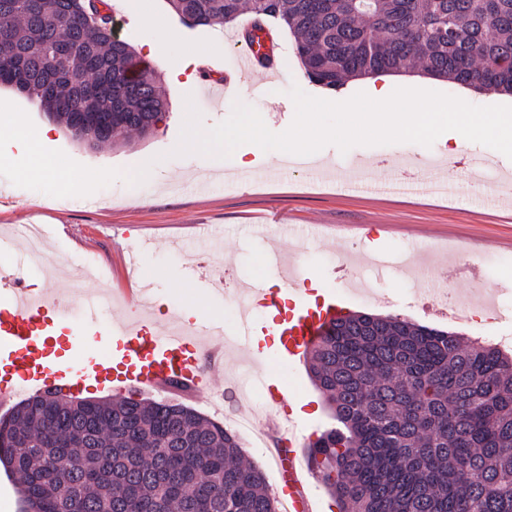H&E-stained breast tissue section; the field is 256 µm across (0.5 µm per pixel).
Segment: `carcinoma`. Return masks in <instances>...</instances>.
<instances>
[{"mask_svg": "<svg viewBox=\"0 0 512 512\" xmlns=\"http://www.w3.org/2000/svg\"><path fill=\"white\" fill-rule=\"evenodd\" d=\"M194 26L247 11L328 90L419 66L512 95V0H169ZM104 0H0V84L96 147L165 103ZM340 426L308 446L338 512H512V357L398 317L335 320L307 353ZM26 512H278L239 438L180 402L44 393L0 418Z\"/></svg>", "mask_w": 512, "mask_h": 512, "instance_id": "cac0c4a2", "label": "carcinoma"}]
</instances>
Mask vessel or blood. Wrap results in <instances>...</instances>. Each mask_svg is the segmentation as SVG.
Returning a JSON list of instances; mask_svg holds the SVG:
<instances>
[{
	"instance_id": "b4317fda",
	"label": "vessel or blood",
	"mask_w": 512,
	"mask_h": 512,
	"mask_svg": "<svg viewBox=\"0 0 512 512\" xmlns=\"http://www.w3.org/2000/svg\"><path fill=\"white\" fill-rule=\"evenodd\" d=\"M272 70L275 55L263 52L261 41L247 43L239 68L231 74H207V86L225 92L229 85L258 95L264 85L255 80L256 67ZM267 264L292 289L289 302L276 291L253 283L242 290L244 302L233 334L251 356L259 361L275 359L281 366L293 365L320 340L333 319L343 313L345 301L327 292L310 302L300 289L302 272L288 273L278 252H270ZM26 250L14 255L10 285L0 290V374L10 380L0 388V403L16 393L34 389L69 395L85 387L122 394L130 390L178 387L201 395L211 388V372L204 339H223V323L201 316L195 321L170 320L163 327L149 317L157 294L153 284L141 281L134 303L137 318L105 316L98 296H83L80 318L72 320L66 301L49 288L31 289L24 280L35 265ZM108 350V358L95 355V348ZM260 384L268 409L284 400L282 380L265 374ZM272 453L278 463L279 493L288 512H319L314 498L303 491L302 480L310 471L304 451L280 443Z\"/></svg>"
}]
</instances>
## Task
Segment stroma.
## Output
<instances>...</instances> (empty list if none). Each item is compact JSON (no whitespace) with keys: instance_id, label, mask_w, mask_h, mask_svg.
Returning <instances> with one entry per match:
<instances>
[{"instance_id":"obj_1","label":"stroma","mask_w":512,"mask_h":512,"mask_svg":"<svg viewBox=\"0 0 512 512\" xmlns=\"http://www.w3.org/2000/svg\"><path fill=\"white\" fill-rule=\"evenodd\" d=\"M112 26L128 42L138 57L158 74L168 102V109L148 135L130 134L117 145L92 149L74 140L63 127H56L46 140L50 149L64 151L74 161L93 168L131 171L150 164L140 196L127 195V183L116 180L101 193L103 203L88 199L56 198L13 185L0 176V238L12 242V249L0 248V274L9 273L13 248L25 247L30 226L45 225L47 253L51 266L28 274L30 288L53 283L61 295H68L67 268L71 262L90 260L98 264L103 277L92 284L95 292L129 287L122 255L134 236L145 234L155 240L144 253L140 270L152 276L158 300L150 317L159 326L171 318V303L183 299L185 305L205 300L211 308L223 309L224 297L234 294L238 283L263 282L272 273L265 255L275 248L306 268L311 279L321 283L336 282L347 288L358 278H375L381 301L365 300L350 292L347 307L352 312L393 316L439 330L452 331L468 340H487L491 336H512V319L489 324L478 318L461 322L451 311L432 303L433 285L447 286L463 297L480 286L498 289L512 299V250L505 244L512 238V215L496 211L495 186L506 174H512V155L501 156L492 132L475 137L457 154H450L445 138L432 147L413 143L382 146H356L347 153L336 147L322 149L323 160L344 171L355 163L369 165L373 178H384L386 164L406 160L417 174L418 182L429 177L428 164L447 166L452 195H397L386 200L373 199L362 188L343 189L326 182L306 169L286 167L283 160L270 157L249 167L252 179L236 184L227 179L234 170L233 160L222 166H206L194 155L173 156L185 116V95H192L201 113V124L209 128L226 119L231 102L207 98L197 79V67L188 59L202 47L209 48V63L227 72L236 67L220 27H195L182 21L168 0H110ZM153 15L154 26H146L144 15ZM280 56L278 75L267 81V91L246 97L266 125L275 132L289 127L294 103L288 95L292 86L307 94L332 101H343L366 88L365 80L349 81L340 91H329L305 79L295 50L293 34L271 25ZM394 86L431 89L452 96H466L469 109L496 118L512 115V96L480 92L446 80H435L419 73H395ZM491 156L495 162L480 177L483 191L475 192L463 180L472 157ZM215 180L211 196L196 195L193 184L201 172ZM308 230L313 225L328 226L345 235L343 244L332 239L309 237L307 242L281 237L279 220ZM467 242L476 254L496 256V263L463 266L457 259L435 253L428 278L406 282L396 275L392 264L399 251L420 249L434 243ZM199 265L196 278L186 275L189 262ZM246 355L238 346L224 348V367L212 376L213 388L224 395L220 408L209 405L207 398L189 393L172 394L175 402L195 407L215 422L233 410L247 412V397L259 391L258 383L241 378ZM266 368L282 373L288 384L289 398H305L307 419L300 421L296 441L305 445L313 434L333 427L335 421L323 394L314 386L306 360H298L293 369L283 370L275 361Z\"/></svg>"}]
</instances>
